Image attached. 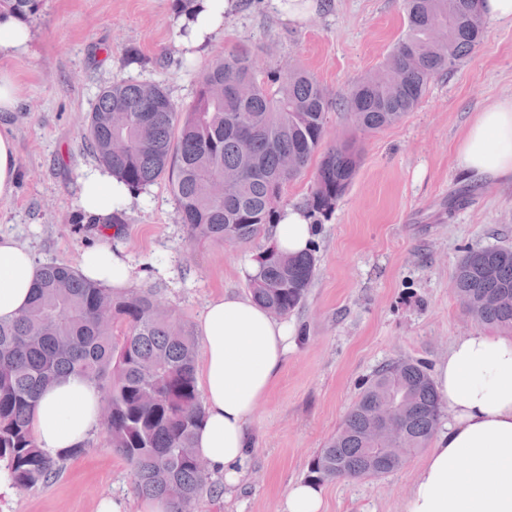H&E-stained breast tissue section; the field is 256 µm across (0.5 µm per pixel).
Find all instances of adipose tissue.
I'll return each instance as SVG.
<instances>
[{
	"mask_svg": "<svg viewBox=\"0 0 512 512\" xmlns=\"http://www.w3.org/2000/svg\"><path fill=\"white\" fill-rule=\"evenodd\" d=\"M225 0H191L179 18L185 48L203 46L224 21ZM456 164L478 176L512 180V97L487 105L457 146ZM131 193L105 170L82 176L80 206L108 217ZM307 213L288 208L274 229L279 251H306L317 234ZM81 275L105 288L127 289L136 278L127 259L101 244L83 253ZM37 264L12 236L0 235V320L10 321L31 296ZM204 352L199 372L206 400L195 449L225 494L250 473V419L267 397L293 344L294 328L251 298H212L199 322ZM450 422L435 438L409 491L405 512H512V336L472 331L458 337L432 379ZM101 391L70 374L43 392L31 427L51 456L86 443L100 429Z\"/></svg>",
	"mask_w": 512,
	"mask_h": 512,
	"instance_id": "adipose-tissue-1",
	"label": "adipose tissue"
}]
</instances>
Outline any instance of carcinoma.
Here are the masks:
<instances>
[{
  "instance_id": "carcinoma-1",
  "label": "carcinoma",
  "mask_w": 512,
  "mask_h": 512,
  "mask_svg": "<svg viewBox=\"0 0 512 512\" xmlns=\"http://www.w3.org/2000/svg\"><path fill=\"white\" fill-rule=\"evenodd\" d=\"M39 0H0V14L27 20ZM406 26L383 65L340 97L300 67L264 69L248 50H231L201 71L192 104L173 102L159 84L115 82L86 118V148L136 192L168 182L191 241L246 243L277 223L285 186L322 157L308 209L329 213L361 163L357 140L322 149L328 112H349L356 130L374 133L413 111L428 83L449 74L480 44L486 18L472 0H406ZM448 26L445 43L433 25ZM249 279L251 298L278 316L299 308L316 273L312 252L283 255L267 247ZM454 279L457 296L479 324L512 332V250L467 251ZM196 342L151 290L102 288L74 267H38L26 309L0 321V469L27 490L48 482L72 448L56 458L40 449L30 420L44 389L79 374L96 383L113 450L129 465L140 496H164L171 512H194L210 479L194 452L204 405L196 381ZM373 401H398L407 448H423L445 404L423 365L391 361L366 383L344 423L312 459L321 484L398 470L386 449H368Z\"/></svg>"
}]
</instances>
